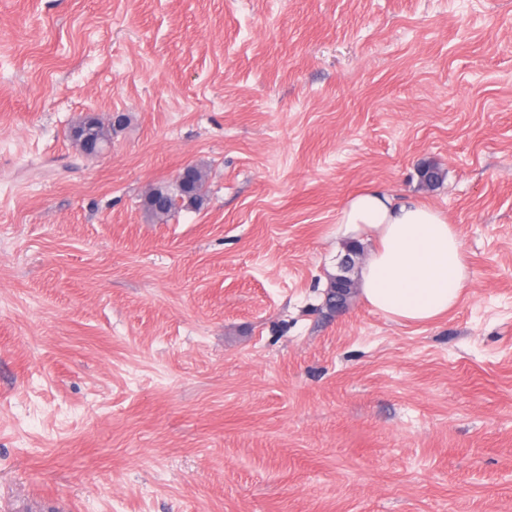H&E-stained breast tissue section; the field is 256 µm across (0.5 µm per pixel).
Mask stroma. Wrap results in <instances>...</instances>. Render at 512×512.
I'll use <instances>...</instances> for the list:
<instances>
[{
  "label": "stroma",
  "instance_id": "obj_1",
  "mask_svg": "<svg viewBox=\"0 0 512 512\" xmlns=\"http://www.w3.org/2000/svg\"><path fill=\"white\" fill-rule=\"evenodd\" d=\"M369 187L455 225L448 316L328 308ZM54 499L512 512V0H0V512ZM69 137L85 155L97 158L110 148L112 143V129L109 125L102 128L96 113H87L82 121L71 126ZM98 138L103 142L100 150L85 149V146H88ZM204 202L205 194L203 192V183L201 180L190 188H187L183 186L182 183L175 181L168 184L166 197L158 204L161 211L151 212V210L147 208L148 211L145 210V212L151 218H153V216H169L179 207L200 209Z\"/></svg>",
  "mask_w": 512,
  "mask_h": 512
}]
</instances>
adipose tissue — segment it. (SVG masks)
<instances>
[{
    "mask_svg": "<svg viewBox=\"0 0 512 512\" xmlns=\"http://www.w3.org/2000/svg\"><path fill=\"white\" fill-rule=\"evenodd\" d=\"M336 233L373 247L360 271V295L376 311L405 324L446 316L470 280L455 225L411 196L368 188L348 199Z\"/></svg>",
    "mask_w": 512,
    "mask_h": 512,
    "instance_id": "obj_1",
    "label": "adipose tissue"
}]
</instances>
